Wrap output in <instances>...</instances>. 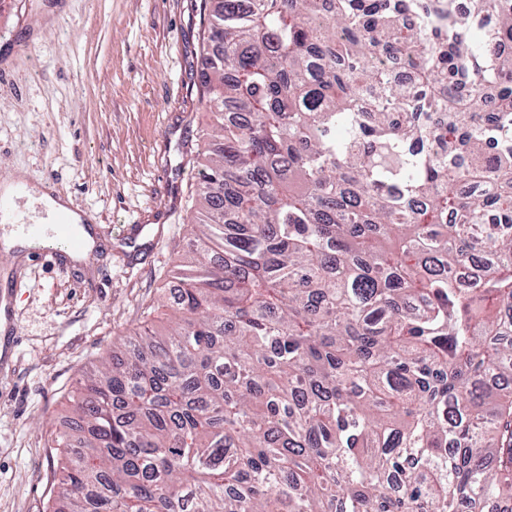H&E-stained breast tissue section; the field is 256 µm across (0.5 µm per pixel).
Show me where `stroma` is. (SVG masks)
Here are the masks:
<instances>
[{
    "mask_svg": "<svg viewBox=\"0 0 512 512\" xmlns=\"http://www.w3.org/2000/svg\"><path fill=\"white\" fill-rule=\"evenodd\" d=\"M201 0H0V178L49 182L98 230L92 261L0 253L19 327L0 355V512H46L76 381L162 305L192 228Z\"/></svg>",
    "mask_w": 512,
    "mask_h": 512,
    "instance_id": "1",
    "label": "stroma"
}]
</instances>
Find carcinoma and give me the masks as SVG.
Here are the masks:
<instances>
[{
  "label": "carcinoma",
  "instance_id": "cac0c4a2",
  "mask_svg": "<svg viewBox=\"0 0 512 512\" xmlns=\"http://www.w3.org/2000/svg\"><path fill=\"white\" fill-rule=\"evenodd\" d=\"M407 5L414 27L390 0H204L221 147L177 322L79 379L53 512H486L512 492V0Z\"/></svg>",
  "mask_w": 512,
  "mask_h": 512
}]
</instances>
